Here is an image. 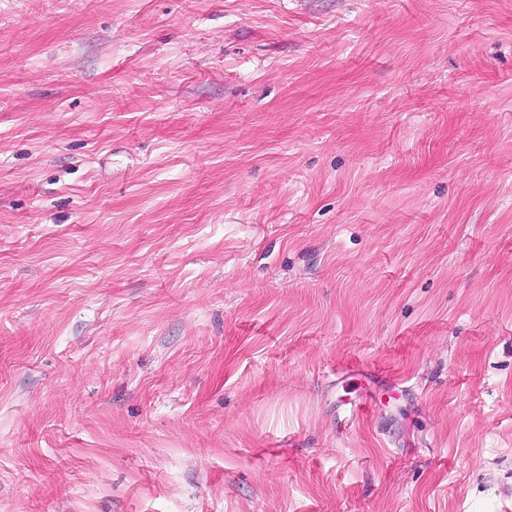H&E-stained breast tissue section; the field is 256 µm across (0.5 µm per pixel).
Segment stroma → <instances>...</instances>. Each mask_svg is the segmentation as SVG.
<instances>
[{"label":"stroma","mask_w":512,"mask_h":512,"mask_svg":"<svg viewBox=\"0 0 512 512\" xmlns=\"http://www.w3.org/2000/svg\"><path fill=\"white\" fill-rule=\"evenodd\" d=\"M0 512H512V0H0Z\"/></svg>","instance_id":"obj_1"}]
</instances>
